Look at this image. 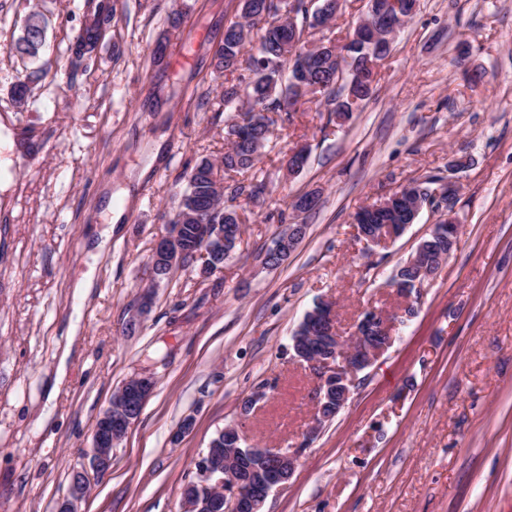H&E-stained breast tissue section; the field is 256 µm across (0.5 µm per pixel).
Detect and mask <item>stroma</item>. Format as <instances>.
<instances>
[{"instance_id": "1", "label": "stroma", "mask_w": 512, "mask_h": 512, "mask_svg": "<svg viewBox=\"0 0 512 512\" xmlns=\"http://www.w3.org/2000/svg\"><path fill=\"white\" fill-rule=\"evenodd\" d=\"M114 7L75 66L88 0H0V512H55L114 391L144 374L156 387L78 512H180L230 424L248 444L294 447L316 412L314 377L286 348L320 300L346 336L369 308L400 320L263 512H512V0H420L346 122L319 96L271 113L253 168L266 193L236 200L243 235L223 270L176 268L146 307L148 258L189 170L227 148L214 53L241 0ZM33 9L47 22L35 60L11 49ZM366 11L343 0L332 27L305 37L344 41ZM179 40L187 60L155 59ZM33 70L18 107L11 89ZM301 145L308 163L289 173ZM431 176L456 182L454 203L436 198L385 244L358 237L361 207ZM309 192L316 210H291ZM448 213L457 246L406 317L388 282ZM285 221L307 233L265 267Z\"/></svg>"}]
</instances>
